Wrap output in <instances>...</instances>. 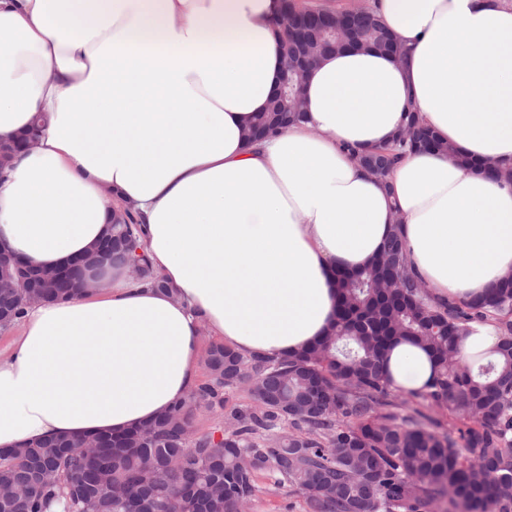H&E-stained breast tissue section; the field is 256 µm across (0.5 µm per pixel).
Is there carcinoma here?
<instances>
[{"label": "carcinoma", "mask_w": 512, "mask_h": 512, "mask_svg": "<svg viewBox=\"0 0 512 512\" xmlns=\"http://www.w3.org/2000/svg\"><path fill=\"white\" fill-rule=\"evenodd\" d=\"M302 27L288 22L282 48L313 59L336 49L341 18L350 20L366 48L396 57L395 42L370 0L333 11L304 6ZM306 72L288 74L285 96L259 113L248 137L270 132L276 111L301 90ZM456 156L453 147L406 115L392 144L371 152L376 176L388 181L416 143ZM110 260L131 268L152 287L174 293L152 269L139 224H120ZM77 271L61 280L55 298L83 289ZM338 305L321 340L289 355H243L212 343L207 378L191 396L155 419L149 437L113 443L101 437L98 453L112 460V485L136 502L139 512H241L270 476L304 497L308 512H428L443 500L445 512H512V276H503L478 298L438 300L412 271L403 242L392 231L366 266L337 274ZM27 307L22 288H0V311L17 321ZM495 320L497 357L462 367L460 336L472 325ZM395 339L426 349L438 370L418 394L447 411L448 427L418 407L403 414L382 372ZM252 405L231 402L244 378ZM223 414L221 441L210 432L192 436V404ZM60 441L41 442L21 453L0 454V480L13 495L0 512H124L125 504L102 486L103 460L90 461Z\"/></svg>", "instance_id": "obj_1"}]
</instances>
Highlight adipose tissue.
I'll return each instance as SVG.
<instances>
[{
	"label": "adipose tissue",
	"instance_id": "adipose-tissue-1",
	"mask_svg": "<svg viewBox=\"0 0 512 512\" xmlns=\"http://www.w3.org/2000/svg\"><path fill=\"white\" fill-rule=\"evenodd\" d=\"M377 9L407 56H324L304 118L253 142L283 66L279 0H0V143L48 118L0 172V241L60 268L126 212L177 290L106 260L85 273L105 289L26 307L0 349V449L146 425L198 385L205 328L245 355L304 349L335 317L336 269L392 231L436 298L512 270V183L479 169L512 167V0ZM410 108L455 153H408L381 183L359 155ZM435 370L405 341L383 360L408 393Z\"/></svg>",
	"mask_w": 512,
	"mask_h": 512
}]
</instances>
